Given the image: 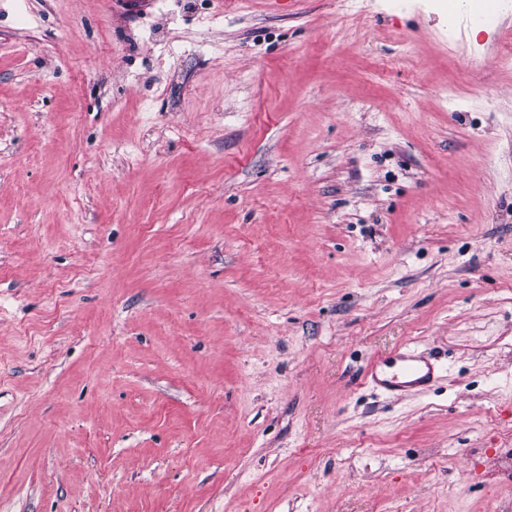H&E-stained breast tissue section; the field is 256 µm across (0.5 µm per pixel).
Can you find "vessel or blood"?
<instances>
[{"label": "vessel or blood", "instance_id": "b4317fda", "mask_svg": "<svg viewBox=\"0 0 512 512\" xmlns=\"http://www.w3.org/2000/svg\"><path fill=\"white\" fill-rule=\"evenodd\" d=\"M370 381L393 395L428 386L434 379V367L411 350L374 361L367 372Z\"/></svg>", "mask_w": 512, "mask_h": 512}]
</instances>
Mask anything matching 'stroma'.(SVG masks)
Returning a JSON list of instances; mask_svg holds the SVG:
<instances>
[{
    "mask_svg": "<svg viewBox=\"0 0 512 512\" xmlns=\"http://www.w3.org/2000/svg\"><path fill=\"white\" fill-rule=\"evenodd\" d=\"M510 42L0 0V512H512ZM370 381L393 395L428 386L434 379V367L410 349L374 361L367 372Z\"/></svg>",
    "mask_w": 512,
    "mask_h": 512,
    "instance_id": "1",
    "label": "stroma"
}]
</instances>
